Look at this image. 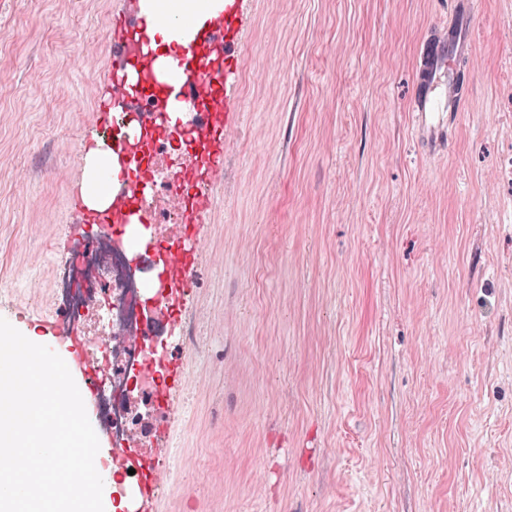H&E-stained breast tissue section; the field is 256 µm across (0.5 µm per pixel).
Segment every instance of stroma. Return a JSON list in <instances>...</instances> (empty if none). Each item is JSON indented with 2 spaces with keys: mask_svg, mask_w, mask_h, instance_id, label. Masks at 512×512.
<instances>
[{
  "mask_svg": "<svg viewBox=\"0 0 512 512\" xmlns=\"http://www.w3.org/2000/svg\"><path fill=\"white\" fill-rule=\"evenodd\" d=\"M125 0H0V317L55 319ZM448 0H246L185 371L129 434L150 512H512V0H475L462 112L414 123ZM80 66H73L74 56ZM193 332V343L181 340Z\"/></svg>",
  "mask_w": 512,
  "mask_h": 512,
  "instance_id": "35a3bbf8",
  "label": "stroma"
}]
</instances>
